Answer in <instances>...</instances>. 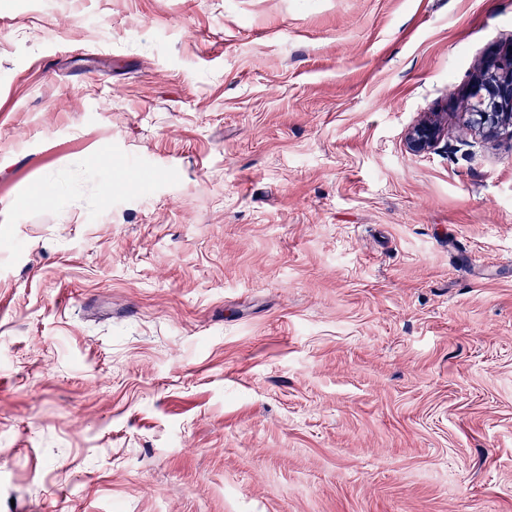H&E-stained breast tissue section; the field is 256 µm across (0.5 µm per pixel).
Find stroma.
Returning a JSON list of instances; mask_svg holds the SVG:
<instances>
[{
    "instance_id": "obj_1",
    "label": "stroma",
    "mask_w": 512,
    "mask_h": 512,
    "mask_svg": "<svg viewBox=\"0 0 512 512\" xmlns=\"http://www.w3.org/2000/svg\"><path fill=\"white\" fill-rule=\"evenodd\" d=\"M511 44L512 0H0V512H512V138L462 119ZM442 135L443 128L437 120H424L409 130L406 145L413 154L423 153L434 148Z\"/></svg>"
}]
</instances>
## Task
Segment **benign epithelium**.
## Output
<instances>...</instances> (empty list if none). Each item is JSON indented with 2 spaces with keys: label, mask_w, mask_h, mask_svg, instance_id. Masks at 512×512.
<instances>
[{
  "label": "benign epithelium",
  "mask_w": 512,
  "mask_h": 512,
  "mask_svg": "<svg viewBox=\"0 0 512 512\" xmlns=\"http://www.w3.org/2000/svg\"><path fill=\"white\" fill-rule=\"evenodd\" d=\"M483 72L471 84L467 123L482 134L512 137V50L491 55ZM442 135L438 121L424 120L409 130L406 145L413 154L423 153L434 148Z\"/></svg>",
  "instance_id": "1"
}]
</instances>
